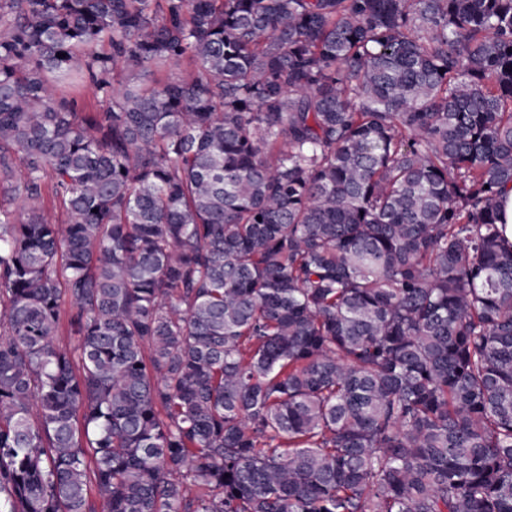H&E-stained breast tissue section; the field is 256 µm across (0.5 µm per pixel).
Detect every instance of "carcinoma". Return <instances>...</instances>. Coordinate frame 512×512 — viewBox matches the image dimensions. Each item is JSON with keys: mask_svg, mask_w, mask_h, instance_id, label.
Wrapping results in <instances>:
<instances>
[{"mask_svg": "<svg viewBox=\"0 0 512 512\" xmlns=\"http://www.w3.org/2000/svg\"><path fill=\"white\" fill-rule=\"evenodd\" d=\"M509 184L512 0H0V503L512 512Z\"/></svg>", "mask_w": 512, "mask_h": 512, "instance_id": "obj_1", "label": "carcinoma"}]
</instances>
